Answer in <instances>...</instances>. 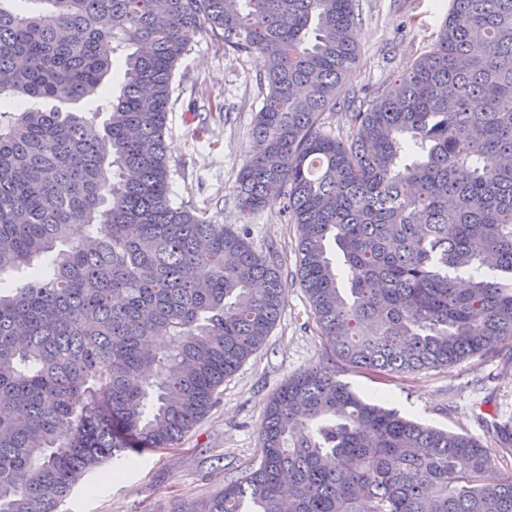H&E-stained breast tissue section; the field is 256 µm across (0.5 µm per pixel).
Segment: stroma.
<instances>
[{"mask_svg":"<svg viewBox=\"0 0 512 512\" xmlns=\"http://www.w3.org/2000/svg\"><path fill=\"white\" fill-rule=\"evenodd\" d=\"M450 0H355L359 60L340 86L346 103L366 98L405 72L435 43ZM255 53L225 51L198 37L179 61L165 134L173 205L205 212L216 224L247 232L259 253L275 251L285 302L265 343L225 378L210 412L181 443L144 451L95 493L77 487L59 512H172L202 501L240 477L260 457V424L271 396L289 376L326 361L329 351L298 278L299 232L272 198L251 213L234 185L268 88ZM340 378L368 402L420 423L479 440L498 474L512 475V453L497 437L512 422V345L449 367L387 376L341 367Z\"/></svg>","mask_w":512,"mask_h":512,"instance_id":"stroma-1","label":"stroma"}]
</instances>
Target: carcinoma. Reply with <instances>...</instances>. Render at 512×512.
<instances>
[{"label":"carcinoma","mask_w":512,"mask_h":512,"mask_svg":"<svg viewBox=\"0 0 512 512\" xmlns=\"http://www.w3.org/2000/svg\"><path fill=\"white\" fill-rule=\"evenodd\" d=\"M15 2L0 279L28 276L0 289V512H55L87 473L181 442L278 319L274 256L170 202L174 71L203 33L266 59L236 199L282 196L329 355L272 397L258 465L178 512H512L478 440L364 401L337 369L402 375L512 341V0H450L345 140L321 116L358 62L354 0Z\"/></svg>","instance_id":"1"}]
</instances>
